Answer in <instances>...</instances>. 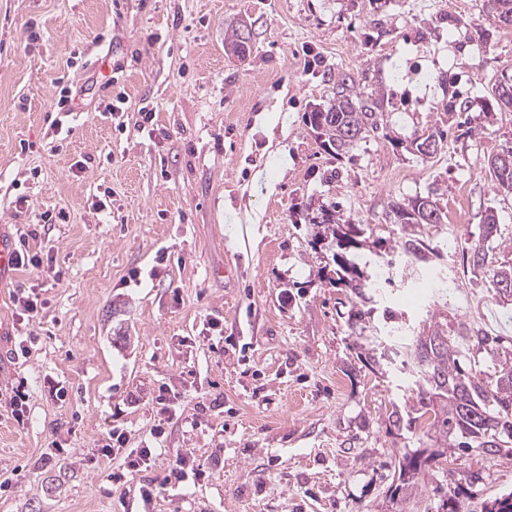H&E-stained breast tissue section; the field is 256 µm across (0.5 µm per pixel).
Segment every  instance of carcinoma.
Returning a JSON list of instances; mask_svg holds the SVG:
<instances>
[{
	"mask_svg": "<svg viewBox=\"0 0 512 512\" xmlns=\"http://www.w3.org/2000/svg\"><path fill=\"white\" fill-rule=\"evenodd\" d=\"M488 16L504 27H512V0H485ZM250 34L239 25L227 28L225 45L232 48L250 42ZM310 124L322 138L324 146L336 156L348 153L359 142L376 134L384 125L381 99L367 93L348 74H339L332 81V98L329 106L311 113ZM498 155L488 158L486 168L492 187L500 194L512 193V162H495ZM393 223L401 229L411 230L408 238L390 247L391 255L386 267L393 269L396 263L414 264L426 260L424 240L418 237L426 227L445 222L446 215L430 197H417L407 203L392 207ZM321 224L324 233L330 235L337 251L332 259L334 277L330 281L348 289L360 301V307L351 310L352 325L363 324L374 308H366L372 302L380 273L367 272L359 267L351 254L358 249L362 230L351 221L339 217L336 206L322 210ZM500 237L495 216L489 214L482 225L478 243L470 252L469 267L472 273L489 274L493 288L504 281L512 282V266L493 264V252L484 243ZM469 339L478 347L491 352L499 348L498 338L479 330L470 332ZM391 347L406 357L404 364L416 374L418 403L429 414V428L440 447L450 451L455 448L475 447L481 452L494 455L500 452L502 437L512 438V358L500 359L502 375L496 386L490 388L471 369L463 368L458 351L448 342V333L437 322H432L419 335L409 338L390 337ZM424 461L420 458L405 459L399 464V478L416 484L417 474ZM466 489L457 484L448 491L443 501V512H460V497Z\"/></svg>",
	"mask_w": 512,
	"mask_h": 512,
	"instance_id": "1",
	"label": "carcinoma"
}]
</instances>
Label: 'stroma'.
Segmentation results:
<instances>
[{"label": "stroma", "instance_id": "35a3bbf8", "mask_svg": "<svg viewBox=\"0 0 512 512\" xmlns=\"http://www.w3.org/2000/svg\"><path fill=\"white\" fill-rule=\"evenodd\" d=\"M482 4L0 0V225L43 260L0 293V512H442L457 482L460 512H485L512 492V442L439 458L423 422L390 419L418 407L407 369L365 358L389 343L388 306L403 335L435 320L512 350V301L463 264L491 211L512 265V195L484 168L512 142L491 92L512 76V29L476 33ZM244 21L240 60L224 33ZM341 72L383 92L385 125L339 157L309 115ZM453 97L467 111L447 113ZM437 128L442 148L419 155ZM419 196L447 216L424 233L435 255L381 281L355 332L310 219L334 204L398 241L391 208ZM31 292L34 321L17 302ZM143 448L147 470L123 475ZM417 455V487L400 486ZM183 456L203 477L167 482Z\"/></svg>", "mask_w": 512, "mask_h": 512}]
</instances>
